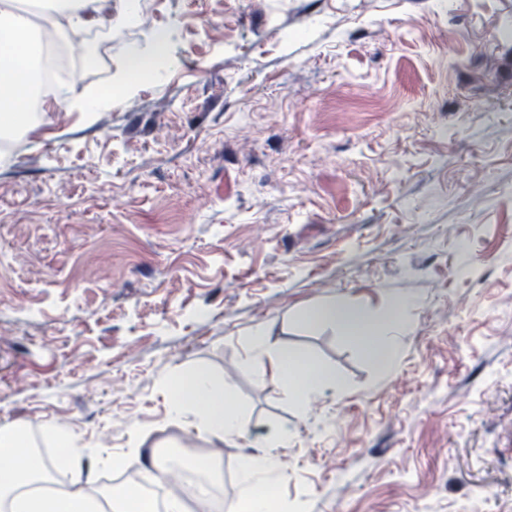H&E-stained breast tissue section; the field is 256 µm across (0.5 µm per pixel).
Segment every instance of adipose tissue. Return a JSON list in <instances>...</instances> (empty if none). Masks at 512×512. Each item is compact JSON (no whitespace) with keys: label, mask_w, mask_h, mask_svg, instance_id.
Here are the masks:
<instances>
[{"label":"adipose tissue","mask_w":512,"mask_h":512,"mask_svg":"<svg viewBox=\"0 0 512 512\" xmlns=\"http://www.w3.org/2000/svg\"><path fill=\"white\" fill-rule=\"evenodd\" d=\"M43 19L63 36L66 27L77 28L99 20L110 0H41ZM66 26H58V19ZM44 48L36 35L31 15L16 0H0V135L26 132L36 123L28 108V94L37 87V61ZM311 321L337 327L347 339L366 345L390 367L398 355L395 330L398 316L385 322L371 321L358 309L328 302L308 314ZM254 351L270 354V369L281 380L289 398L305 404L325 388L336 385L334 373L312 359L285 349H270L263 330L250 339ZM171 396L170 415L181 419L192 413L201 429L218 438L242 436L241 409L228 384L215 381L207 372L174 373L164 381ZM22 425L0 426V512H150L136 496L105 497L96 502L81 493L66 496L41 487L52 462L35 458L26 447ZM272 461L269 456L245 458L240 470L238 494L229 512H277L276 501L263 483Z\"/></svg>","instance_id":"1"}]
</instances>
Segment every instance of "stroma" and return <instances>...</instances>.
I'll use <instances>...</instances> for the list:
<instances>
[{"mask_svg":"<svg viewBox=\"0 0 512 512\" xmlns=\"http://www.w3.org/2000/svg\"><path fill=\"white\" fill-rule=\"evenodd\" d=\"M93 32L58 93L111 103L0 145V425L54 462L61 426L91 497L159 442L216 455L228 502L267 452L285 512H512V0H112ZM398 297L387 370L306 319ZM258 327L338 387L287 399ZM196 370L242 437L171 419L163 379Z\"/></svg>","mask_w":512,"mask_h":512,"instance_id":"35a3bbf8","label":"stroma"}]
</instances>
